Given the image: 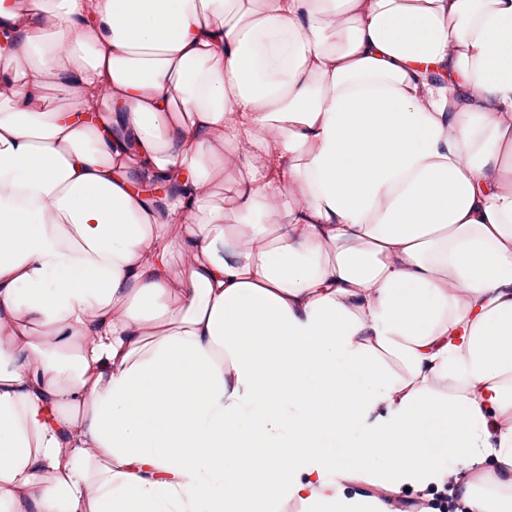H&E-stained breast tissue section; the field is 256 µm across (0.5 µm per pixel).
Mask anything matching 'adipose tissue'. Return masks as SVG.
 <instances>
[{
  "mask_svg": "<svg viewBox=\"0 0 512 512\" xmlns=\"http://www.w3.org/2000/svg\"><path fill=\"white\" fill-rule=\"evenodd\" d=\"M0 88V512H512V0H0Z\"/></svg>",
  "mask_w": 512,
  "mask_h": 512,
  "instance_id": "ef3b65f1",
  "label": "adipose tissue"
}]
</instances>
